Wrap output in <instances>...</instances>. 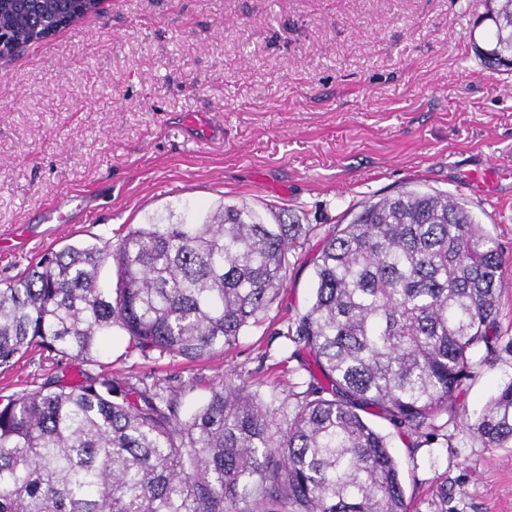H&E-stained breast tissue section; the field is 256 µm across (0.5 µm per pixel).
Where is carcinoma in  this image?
<instances>
[{"label":"carcinoma","mask_w":512,"mask_h":512,"mask_svg":"<svg viewBox=\"0 0 512 512\" xmlns=\"http://www.w3.org/2000/svg\"><path fill=\"white\" fill-rule=\"evenodd\" d=\"M92 13L93 0H0V28L26 45ZM487 20L479 55L511 69L512 0ZM310 231L223 204L201 223L68 245L0 288V369L33 348L92 362L116 330L145 356L208 357L258 322ZM314 276L294 336L326 383L289 395L285 427L244 383L186 410L160 381L51 378L0 403V512H408L387 435L361 412L378 409L417 447L448 439L474 359L498 347L502 254L463 202L412 188L338 225ZM469 430L486 447L512 440V380Z\"/></svg>","instance_id":"carcinoma-1"}]
</instances>
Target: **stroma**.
Instances as JSON below:
<instances>
[{"label": "stroma", "mask_w": 512, "mask_h": 512, "mask_svg": "<svg viewBox=\"0 0 512 512\" xmlns=\"http://www.w3.org/2000/svg\"><path fill=\"white\" fill-rule=\"evenodd\" d=\"M488 0H104L100 12L0 58V287L44 254L116 241L126 227L247 204L268 223L309 224L276 299L235 345L186 362L128 350L52 366L29 352L0 396L79 371L168 380L186 404L246 383L281 406L315 366L292 330L313 296L324 237L362 202L419 186L467 205L506 261L497 353L456 398L475 420L512 379V178L493 202L464 173L512 170V71L486 68ZM73 223L47 224L67 194ZM422 448L392 434L411 512H512V442L466 426Z\"/></svg>", "instance_id": "35a3bbf8"}]
</instances>
